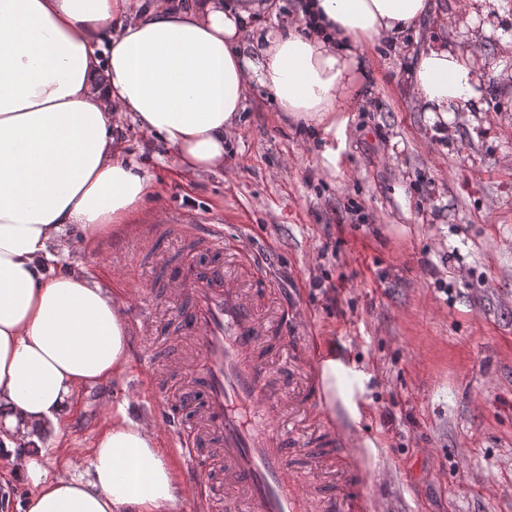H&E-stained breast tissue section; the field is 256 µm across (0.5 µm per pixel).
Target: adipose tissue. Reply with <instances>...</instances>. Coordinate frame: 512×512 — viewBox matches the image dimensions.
Wrapping results in <instances>:
<instances>
[{
	"label": "adipose tissue",
	"mask_w": 512,
	"mask_h": 512,
	"mask_svg": "<svg viewBox=\"0 0 512 512\" xmlns=\"http://www.w3.org/2000/svg\"><path fill=\"white\" fill-rule=\"evenodd\" d=\"M127 0H0V423L23 512H177L186 490L151 418L124 407L90 460L69 454L46 477L27 453L84 386L110 379L129 358L116 299L84 274L54 267L65 226L90 241L127 224L153 176L124 157V119L154 134L192 180L224 167L250 85L278 111L334 132L349 92L368 77L369 45L401 43L419 20H477L503 0H297V20L260 32L266 0H148L133 19ZM482 39L424 41L410 86L426 112L481 109L494 67Z\"/></svg>",
	"instance_id": "obj_1"
}]
</instances>
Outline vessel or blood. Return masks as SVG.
Returning <instances> with one entry per match:
<instances>
[{
    "label": "vessel or blood",
    "instance_id": "b4317fda",
    "mask_svg": "<svg viewBox=\"0 0 512 512\" xmlns=\"http://www.w3.org/2000/svg\"><path fill=\"white\" fill-rule=\"evenodd\" d=\"M154 236L187 241L191 257L172 266L164 283L149 282L133 327L140 337L141 365L151 373L148 395L152 418L169 437L174 452L188 462V480L197 512H373L367 494L339 493L318 501L315 479L330 471L326 454L299 440L282 421L297 405L319 406L317 397L298 399L285 390L293 367L305 363L309 385H316L330 359L316 339L303 357L289 355L288 328L297 313L280 304L263 317L254 289H275L270 268L245 246L225 240L219 224H200L188 216L154 224ZM249 268L239 281L231 265ZM178 294L184 312L156 328L152 311L160 295ZM186 354L176 377L158 372L161 350ZM306 457V467L288 466L290 453ZM208 455L210 475L196 466Z\"/></svg>",
    "mask_w": 512,
    "mask_h": 512
}]
</instances>
